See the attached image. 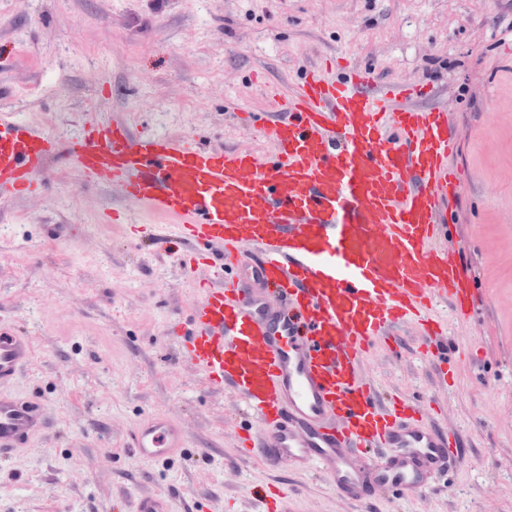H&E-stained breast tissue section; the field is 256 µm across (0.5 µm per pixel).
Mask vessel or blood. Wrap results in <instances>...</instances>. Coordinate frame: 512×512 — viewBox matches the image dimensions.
Listing matches in <instances>:
<instances>
[{
	"label": "vessel or blood",
	"instance_id": "1",
	"mask_svg": "<svg viewBox=\"0 0 512 512\" xmlns=\"http://www.w3.org/2000/svg\"><path fill=\"white\" fill-rule=\"evenodd\" d=\"M423 85L377 84L363 68L309 69L287 105L249 117L274 150L206 146L187 135L138 134L122 120L86 121L66 152L85 181L108 184L132 211L175 222L174 246L249 264L248 287L203 280L180 357L257 420L253 456L316 469L346 501L426 489L455 455L454 433L428 426L423 403L380 406L363 368L377 341L409 326L432 338L434 301L457 321L475 308L470 276L436 240L458 195L460 141ZM53 136L0 111V199L39 193L59 154ZM35 360L30 336L0 321V462L49 425L37 396L13 385ZM129 448L160 461L184 447L167 414L132 427ZM115 512H171L141 494Z\"/></svg>",
	"mask_w": 512,
	"mask_h": 512
}]
</instances>
